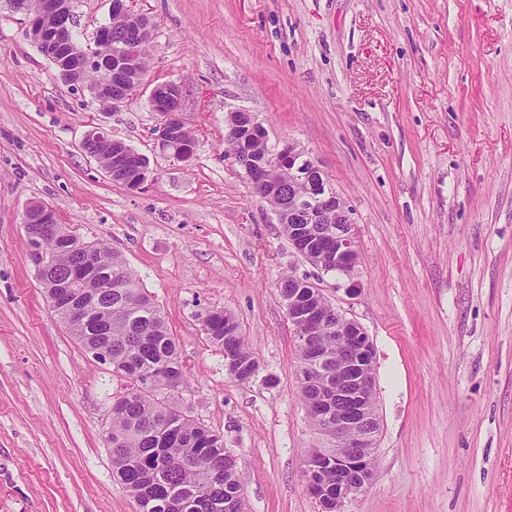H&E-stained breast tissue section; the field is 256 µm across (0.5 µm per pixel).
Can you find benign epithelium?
<instances>
[{
	"instance_id": "7a95c632",
	"label": "benign epithelium",
	"mask_w": 512,
	"mask_h": 512,
	"mask_svg": "<svg viewBox=\"0 0 512 512\" xmlns=\"http://www.w3.org/2000/svg\"><path fill=\"white\" fill-rule=\"evenodd\" d=\"M8 8L28 19V37L38 42L49 61L68 62L59 67L66 81L85 86L84 71L96 67L111 68V78L88 88L91 100L103 112L117 110L143 83L144 74L137 68L136 50L151 42L148 18L138 15L132 0H111L110 14L127 22V33L115 39L100 30L93 41L78 43L65 22L48 28L46 23L71 9L69 0H9ZM183 88L177 83L159 85L152 92L153 108L160 115L157 138L160 148L178 161L188 159L179 148L180 135L187 124L182 113ZM247 135L266 139L264 127L252 113L243 115ZM114 139L99 124L84 133L82 143L96 145ZM129 149L126 144L107 160L98 162L101 170L113 177L120 171ZM278 154L288 163L294 189L293 204L280 200L277 189L267 181L255 184L257 195L274 210L277 223L288 225V240L294 249L313 266L348 279L354 277L358 251L354 237L353 209L334 188L319 161L304 156L296 145H284ZM306 162L295 165L299 157ZM25 224H39L37 239L54 233L60 223L57 212L42 202H33L25 210ZM320 224H334L336 230L322 231ZM322 290L305 279H294L288 289V321L296 327L301 349L299 363L302 386L309 378L324 377L323 386L308 401L311 414L323 430L336 438V454L326 456L314 452L306 459L309 493L317 500L321 512H344L346 501L363 492L372 482L376 441L380 418L367 400L375 392L374 346L364 328L345 318L331 304L319 301ZM310 326L342 328L336 346V369H330L329 356L321 351L317 338L307 333Z\"/></svg>"
}]
</instances>
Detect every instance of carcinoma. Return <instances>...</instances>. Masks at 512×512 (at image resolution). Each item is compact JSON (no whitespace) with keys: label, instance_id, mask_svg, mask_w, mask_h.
Wrapping results in <instances>:
<instances>
[{"label":"carcinoma","instance_id":"carcinoma-1","mask_svg":"<svg viewBox=\"0 0 512 512\" xmlns=\"http://www.w3.org/2000/svg\"><path fill=\"white\" fill-rule=\"evenodd\" d=\"M234 117L226 118L224 142L238 154L251 152L259 159L273 149L244 132H231ZM277 186L285 201H291L288 172L283 169L257 171ZM96 248L97 279L85 291L93 296L90 313L66 327L78 344L101 346L112 367L122 378L125 392L112 401V421L105 433L111 448L112 473L136 501L139 512H226L239 504V481L227 462L224 437L189 415L179 401L188 374L179 344L165 318L140 278L122 255L101 242L84 241L68 224L44 239L52 255L51 278L57 284L79 277L86 263L83 248ZM204 336L224 351L230 375L240 382L251 380L259 363L249 349L234 315L221 310L211 316L198 314ZM319 346L336 355V332L313 326Z\"/></svg>","mask_w":512,"mask_h":512}]
</instances>
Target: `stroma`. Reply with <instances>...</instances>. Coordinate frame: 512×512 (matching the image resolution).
<instances>
[{"label":"stroma","instance_id":"35a3bbf8","mask_svg":"<svg viewBox=\"0 0 512 512\" xmlns=\"http://www.w3.org/2000/svg\"><path fill=\"white\" fill-rule=\"evenodd\" d=\"M147 84L111 113L0 6V512H138L103 435L123 383L47 303L23 214L56 209L119 251L179 342L181 400L224 437L245 512H318L279 284L307 278L376 353L375 479L344 512H512V0H134ZM79 42L109 0H74ZM183 87L190 159L160 151L152 86ZM318 159L355 210L354 280L292 248L224 143L228 113ZM103 125L146 156L131 190L80 147ZM232 312L241 383L197 312Z\"/></svg>","mask_w":512,"mask_h":512}]
</instances>
